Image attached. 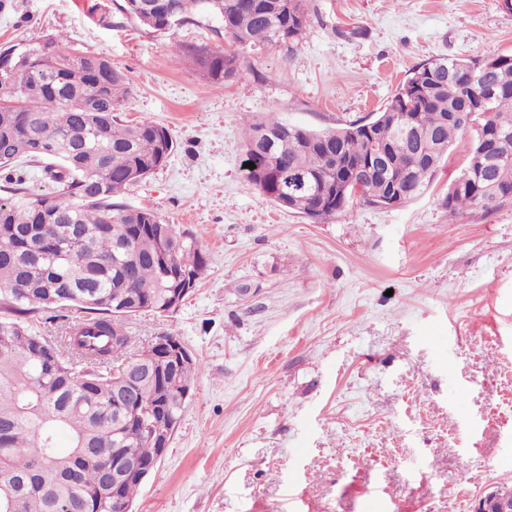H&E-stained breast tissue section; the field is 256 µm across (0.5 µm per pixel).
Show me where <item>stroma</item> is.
I'll return each mask as SVG.
<instances>
[{
    "mask_svg": "<svg viewBox=\"0 0 512 512\" xmlns=\"http://www.w3.org/2000/svg\"><path fill=\"white\" fill-rule=\"evenodd\" d=\"M94 0H8L0 47L58 36L133 93L118 116L169 129L167 162L122 203L194 235L208 267L179 309L130 319L136 345L179 337L200 370L133 512H473L512 488V201L451 216L457 137L425 193L314 223L243 168V129L314 130L383 110L420 63L512 54L500 0H311L293 47L245 48L213 83L176 45L218 51L217 22L164 33ZM251 286L236 293L237 284Z\"/></svg>",
    "mask_w": 512,
    "mask_h": 512,
    "instance_id": "stroma-1",
    "label": "stroma"
}]
</instances>
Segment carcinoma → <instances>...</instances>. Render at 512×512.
Segmentation results:
<instances>
[{
	"mask_svg": "<svg viewBox=\"0 0 512 512\" xmlns=\"http://www.w3.org/2000/svg\"><path fill=\"white\" fill-rule=\"evenodd\" d=\"M119 11L162 32L198 17L217 19L229 48L181 44L215 82L248 73L239 50L299 41L309 0H123ZM131 94L109 59L65 47L53 37L0 50V497L14 512H120L141 483L104 492L119 454L150 467L158 459L153 418L133 419L138 401L160 402L178 426L193 388L196 359L174 364L141 358L128 318L166 316L196 288L208 258L191 235L146 208L116 201L167 161L176 142L167 128L115 116ZM417 142L407 154L400 124ZM355 123L322 131L269 117L244 133L246 178L282 208L327 223L354 199L340 195L338 151L368 166V142ZM473 131L461 174L445 205L457 216L512 200V55L425 61L375 118V138L393 150L387 177L401 181L403 203L425 192L460 133ZM47 161L54 195H35L12 170L19 159ZM359 199L375 206L386 191L377 172ZM83 316L51 339L32 322ZM65 432L70 446H56Z\"/></svg>",
	"mask_w": 512,
	"mask_h": 512,
	"instance_id": "cac0c4a2",
	"label": "carcinoma"
}]
</instances>
